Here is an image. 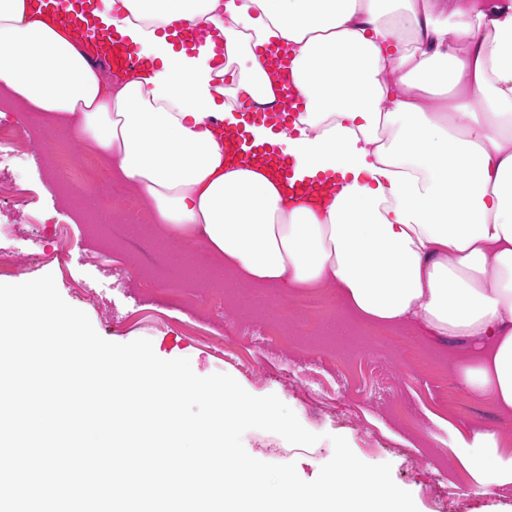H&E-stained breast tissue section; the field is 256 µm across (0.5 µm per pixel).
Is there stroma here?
I'll list each match as a JSON object with an SVG mask.
<instances>
[{"mask_svg":"<svg viewBox=\"0 0 512 512\" xmlns=\"http://www.w3.org/2000/svg\"><path fill=\"white\" fill-rule=\"evenodd\" d=\"M42 135L49 150L0 151V180L21 196L19 204H0V248L17 265L10 283L53 275L62 298L105 340L145 338L162 359H189L198 376L225 373L252 395H276L320 436L283 457L268 449L273 433L248 430L243 445L258 460L294 459L299 477L311 481L338 435L363 462L390 464L418 512H512V485L478 488L458 457L461 439L480 428L496 430L499 453L512 457V412L472 395L461 376L474 353L469 341L442 344L416 327L358 320L329 284L288 294L239 284L225 289L223 304L187 309L147 279L152 268L169 269L172 240L152 232L149 260L134 258L126 216L132 187L53 124H43ZM62 169L111 210L103 231L64 192Z\"/></svg>","mask_w":512,"mask_h":512,"instance_id":"stroma-1","label":"stroma"}]
</instances>
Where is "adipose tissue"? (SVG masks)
Returning a JSON list of instances; mask_svg holds the SVG:
<instances>
[{
	"label": "adipose tissue",
	"mask_w": 512,
	"mask_h": 512,
	"mask_svg": "<svg viewBox=\"0 0 512 512\" xmlns=\"http://www.w3.org/2000/svg\"><path fill=\"white\" fill-rule=\"evenodd\" d=\"M0 0V88L93 144L154 209L168 238L222 258L256 287L336 286L363 318L470 341L469 390L512 410V6L487 0H100L145 64L102 70L93 44ZM292 48L304 110L288 130L247 126L295 161L334 173L311 206L224 156L238 93L271 106L257 51ZM242 62L235 87L216 45ZM475 483H512L498 435L462 443Z\"/></svg>",
	"instance_id": "ef3b65f1"
}]
</instances>
